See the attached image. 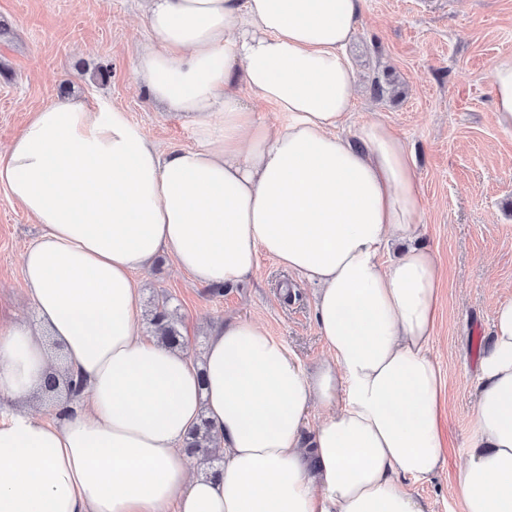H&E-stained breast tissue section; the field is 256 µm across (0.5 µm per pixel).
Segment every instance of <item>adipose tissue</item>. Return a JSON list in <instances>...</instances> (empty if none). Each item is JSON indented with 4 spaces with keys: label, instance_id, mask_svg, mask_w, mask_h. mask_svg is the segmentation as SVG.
I'll list each match as a JSON object with an SVG mask.
<instances>
[{
    "label": "adipose tissue",
    "instance_id": "obj_1",
    "mask_svg": "<svg viewBox=\"0 0 512 512\" xmlns=\"http://www.w3.org/2000/svg\"><path fill=\"white\" fill-rule=\"evenodd\" d=\"M363 0H142L135 72L188 116L165 150L123 109L63 97L0 150V185L42 227L23 255L36 321L0 309V512H426L408 482L446 456L430 354L440 269L414 247L423 199L404 140L380 119L345 132L357 83L344 52ZM282 118L272 125L233 88ZM512 131V56L492 70ZM407 249L390 263L391 242ZM167 253L207 287L260 254L318 289L327 356L306 371L261 325L211 327L202 367L144 337L135 273ZM64 354L80 393L29 409ZM456 512H512V299L477 368ZM324 413L311 443L304 416ZM206 419L220 476L184 453Z\"/></svg>",
    "mask_w": 512,
    "mask_h": 512
}]
</instances>
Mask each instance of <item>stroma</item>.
<instances>
[{
  "instance_id": "obj_1",
  "label": "stroma",
  "mask_w": 512,
  "mask_h": 512,
  "mask_svg": "<svg viewBox=\"0 0 512 512\" xmlns=\"http://www.w3.org/2000/svg\"><path fill=\"white\" fill-rule=\"evenodd\" d=\"M148 41L139 0H0V146L31 112L65 96L121 107L166 146H195L192 123L153 104L135 76ZM347 52L358 86L352 122L380 113L412 151L424 200L418 244L435 252L441 270L431 353L444 380L447 458L412 488L428 512H453L448 488L467 459L477 364L498 302L512 298V131L497 124L491 84L495 61L512 54V0H364ZM102 64L111 65L109 77L98 76ZM40 232L0 185V307L28 322L22 255ZM136 280L143 335L154 337L152 313L165 303L193 359L214 323L233 320L260 323L305 367L327 356L315 286L268 255L220 290L197 284L166 255Z\"/></svg>"
}]
</instances>
